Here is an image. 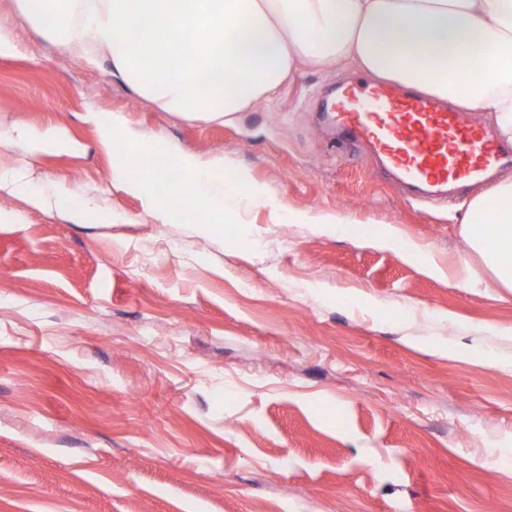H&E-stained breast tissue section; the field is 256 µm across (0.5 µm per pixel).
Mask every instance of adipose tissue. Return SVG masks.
Wrapping results in <instances>:
<instances>
[{
  "label": "adipose tissue",
  "instance_id": "adipose-tissue-1",
  "mask_svg": "<svg viewBox=\"0 0 512 512\" xmlns=\"http://www.w3.org/2000/svg\"><path fill=\"white\" fill-rule=\"evenodd\" d=\"M40 24L163 110L231 119L271 100L302 65L352 63L392 81L493 116L512 140V0H44ZM147 24L149 40L133 36ZM99 126L121 140L118 176L146 211L166 221L198 212L222 228L226 185L261 199L243 172L149 139L110 115ZM61 207L62 190L33 191L30 175L0 167V191ZM471 249L498 287L512 291V173L472 198L462 220Z\"/></svg>",
  "mask_w": 512,
  "mask_h": 512
}]
</instances>
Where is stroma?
<instances>
[{
    "mask_svg": "<svg viewBox=\"0 0 512 512\" xmlns=\"http://www.w3.org/2000/svg\"><path fill=\"white\" fill-rule=\"evenodd\" d=\"M0 0V147L108 224L0 193V512H512V292L428 274L478 256L460 205L414 199L324 110L348 64L300 67L230 121L163 111ZM119 113L263 191L220 235L149 216L88 112ZM322 216L319 224L303 216ZM395 226L403 259L372 236ZM6 137L11 141L25 143L38 152L56 148L61 144V138L57 134L41 132L29 126L13 127ZM68 217L76 224L105 223L108 220L107 215L99 210L93 200H88L82 208L69 212Z\"/></svg>",
    "mask_w": 512,
    "mask_h": 512,
    "instance_id": "1",
    "label": "stroma"
}]
</instances>
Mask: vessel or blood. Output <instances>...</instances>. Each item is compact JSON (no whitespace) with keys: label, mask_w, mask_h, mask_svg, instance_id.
I'll return each mask as SVG.
<instances>
[{"label":"vessel or blood","mask_w":512,"mask_h":512,"mask_svg":"<svg viewBox=\"0 0 512 512\" xmlns=\"http://www.w3.org/2000/svg\"><path fill=\"white\" fill-rule=\"evenodd\" d=\"M328 117L346 138L369 143L400 182L433 196L512 157L464 113L393 83L342 87Z\"/></svg>","instance_id":"obj_1"}]
</instances>
